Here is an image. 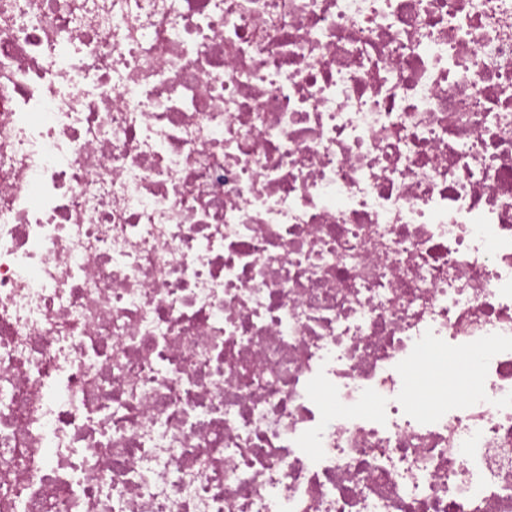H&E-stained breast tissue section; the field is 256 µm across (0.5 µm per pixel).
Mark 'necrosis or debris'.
I'll return each mask as SVG.
<instances>
[{
    "label": "necrosis or debris",
    "instance_id": "1",
    "mask_svg": "<svg viewBox=\"0 0 512 512\" xmlns=\"http://www.w3.org/2000/svg\"><path fill=\"white\" fill-rule=\"evenodd\" d=\"M0 512H512V0H0Z\"/></svg>",
    "mask_w": 512,
    "mask_h": 512
}]
</instances>
